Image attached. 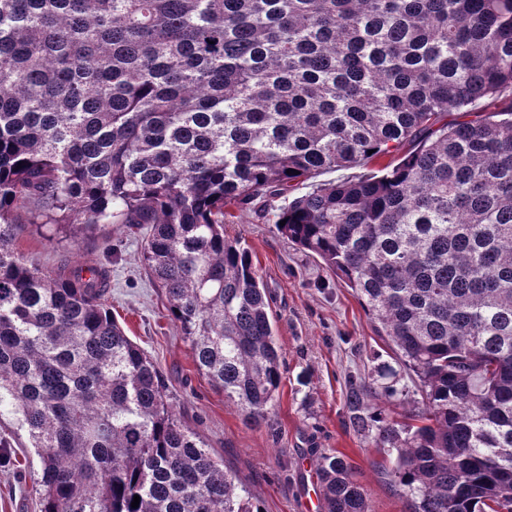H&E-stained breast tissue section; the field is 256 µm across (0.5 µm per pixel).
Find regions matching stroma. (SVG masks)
Returning <instances> with one entry per match:
<instances>
[{
    "label": "stroma",
    "mask_w": 512,
    "mask_h": 512,
    "mask_svg": "<svg viewBox=\"0 0 512 512\" xmlns=\"http://www.w3.org/2000/svg\"><path fill=\"white\" fill-rule=\"evenodd\" d=\"M242 236L271 296L284 368L275 407L266 423L251 425L199 374L188 343L169 312L164 291L140 263L142 234L105 226L51 244L35 225H21L19 252L53 268L111 262L106 305L161 370L172 401L214 455L224 459L256 497L263 512H321L316 469L321 454L345 456L365 490L372 512H408L386 473L394 458L376 447L373 434L358 431L346 405L349 375L377 378L395 355L378 336L357 294L322 261L255 215L225 227ZM416 377L399 370L394 397H377L388 419L404 421L420 401ZM0 512H39L34 481L40 462L28 435L11 415L0 416Z\"/></svg>",
    "instance_id": "obj_1"
}]
</instances>
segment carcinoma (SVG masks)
Wrapping results in <instances>:
<instances>
[{
    "instance_id": "obj_1",
    "label": "carcinoma",
    "mask_w": 512,
    "mask_h": 512,
    "mask_svg": "<svg viewBox=\"0 0 512 512\" xmlns=\"http://www.w3.org/2000/svg\"><path fill=\"white\" fill-rule=\"evenodd\" d=\"M245 211L417 377L404 424L366 379L347 392L409 512H512V0H0V409L39 512H260L106 308L111 269L15 248L24 222L150 225L140 260L198 372L259 425L283 361L224 232ZM317 475L323 512H370L344 457Z\"/></svg>"
}]
</instances>
